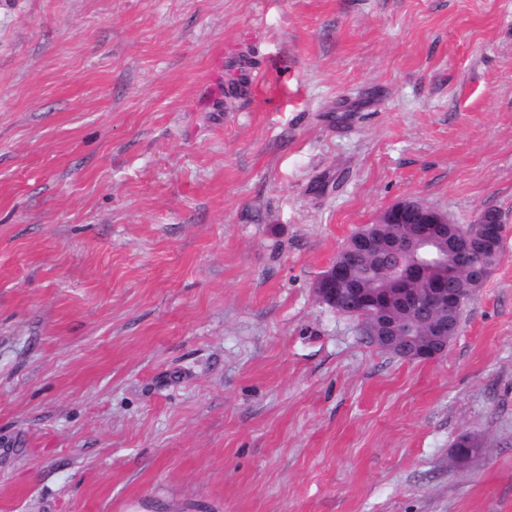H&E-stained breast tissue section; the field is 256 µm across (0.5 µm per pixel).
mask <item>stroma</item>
<instances>
[{
    "label": "stroma",
    "mask_w": 512,
    "mask_h": 512,
    "mask_svg": "<svg viewBox=\"0 0 512 512\" xmlns=\"http://www.w3.org/2000/svg\"><path fill=\"white\" fill-rule=\"evenodd\" d=\"M404 198L505 226L425 362L313 290ZM0 512H512V0H0Z\"/></svg>",
    "instance_id": "1"
}]
</instances>
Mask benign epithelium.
Segmentation results:
<instances>
[{
    "mask_svg": "<svg viewBox=\"0 0 512 512\" xmlns=\"http://www.w3.org/2000/svg\"><path fill=\"white\" fill-rule=\"evenodd\" d=\"M382 224H412L411 233L380 244L377 235L361 231L346 245L349 252H362L376 259L383 250L413 258L404 277L391 288L368 293L353 283L349 264L339 260L314 284L318 299L345 315L359 316L363 335L377 347L407 361H429L443 355L460 332L455 309L484 286L490 268L469 263L470 252L499 254L505 227L498 213L485 210L470 224H454L431 206L402 200L385 210ZM398 308L421 322L424 333L414 336L393 318ZM479 444L469 436L460 438L453 450L455 465L466 466Z\"/></svg>",
    "mask_w": 512,
    "mask_h": 512,
    "instance_id": "obj_1",
    "label": "benign epithelium"
}]
</instances>
